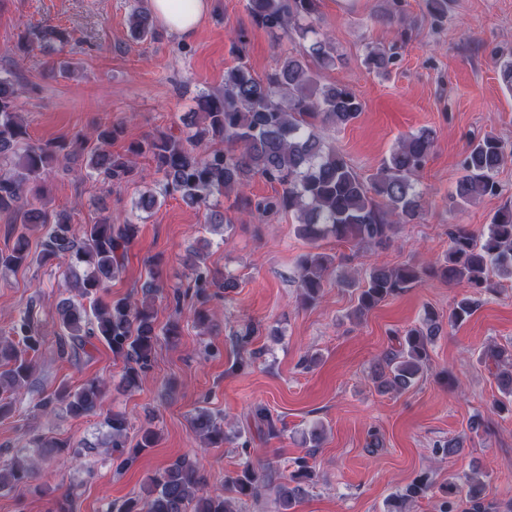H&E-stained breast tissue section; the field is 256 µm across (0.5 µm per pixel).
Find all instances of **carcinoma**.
Here are the masks:
<instances>
[{
  "mask_svg": "<svg viewBox=\"0 0 512 512\" xmlns=\"http://www.w3.org/2000/svg\"><path fill=\"white\" fill-rule=\"evenodd\" d=\"M246 10L255 26L286 37L295 34L299 48L282 54L276 66L261 77L239 62L225 71L224 88L201 93L199 111L186 135H147L131 143L124 153L110 149L124 134L121 122L97 128L90 138L33 142L18 110L17 86L0 77V214L22 216L13 228L14 248L0 252V269L66 261L67 278L56 306V353L61 359L76 360L93 340L106 342L112 355L123 362L121 381L127 389L138 387L152 366L160 337L178 338L179 318L172 317L162 328L157 324V301L165 298V287L160 261L153 257L147 260L149 277L141 287L143 299L108 297L112 281L125 267L139 225L131 218L114 224L111 216L103 215L95 223L75 229L67 212L48 208L40 187L53 162L85 152L91 173L114 186L144 178L136 162L144 156L158 179L140 194L134 209L149 212L164 199L178 198L190 208L205 211V223L214 228L231 223L217 210L215 197L221 195H235L232 207L245 210L259 222L282 213L293 215L297 233L311 245L299 261L300 301L305 306L318 301L333 272L332 257L319 251L321 240L333 238L357 252L387 246L394 241L399 225L414 223L426 209L416 177L434 148L431 130L400 139L367 177L323 139V127L351 123L360 117L363 104L349 85L322 81L323 71L335 66L339 57L333 38L316 26L318 0H247ZM128 24L135 41L155 35L154 17L144 0H137ZM71 40L67 30L44 26L21 36L16 48L23 53L37 47L62 50ZM393 59L394 54L372 48L365 65L384 73ZM510 157L512 144L497 136L488 134L471 143L461 161L455 201L473 205L499 195L496 176ZM255 176L276 185L274 195L255 202L245 196L243 187ZM33 234L38 235L34 254L29 251ZM448 236V252L424 269L411 263L396 267L375 263L360 277H345L342 286L355 295L352 315L362 318L429 273L450 284L464 283L472 290L448 312V325H459L474 313L478 305L475 295L494 292L500 279L512 280L511 202L493 214L486 229L475 233L460 226ZM186 262L194 271L193 285L173 289L175 313H180L181 299L189 297L199 304L196 314L203 324L207 320L204 307L217 295L215 289L227 295L237 288V281L212 269L200 251L189 252ZM442 330L440 316L428 309L420 326L396 334L397 345L380 358L382 391L401 392L424 378L430 367V346ZM255 333L251 323L235 333L236 347L246 353L238 362L240 370L252 364L248 345ZM9 335L13 339L0 340V419L13 412L16 395L30 382L44 344L30 308L19 312ZM479 361L495 368L500 392L490 402L489 411L512 413V344L485 346ZM105 387L104 380L91 379L77 391L61 388L40 400L45 414L101 418V440L91 446L33 433L28 446L17 449L7 467L0 468V489L29 482L43 457L65 454L76 461L95 446L105 449L120 470L141 451L153 447L156 432L150 426L143 429L134 447L127 446L128 419L121 412L103 409ZM253 420L259 431L277 436L267 408L256 407ZM191 428L203 447L224 442L222 420L206 411L197 413ZM241 451L245 458L242 468L224 478L222 495H201L206 479L195 461L182 456L148 478L147 496L114 503L107 512H241L247 502L265 497L273 498L277 512H292L298 494L313 480L308 460L311 453L295 459L294 470L284 480L271 465L261 471L255 467L249 442L242 443ZM435 489L428 474L420 473L388 501V512H405L406 503L425 498ZM436 490L439 512H500L486 500L485 484L479 479L450 477Z\"/></svg>",
  "mask_w": 512,
  "mask_h": 512,
  "instance_id": "cac0c4a2",
  "label": "carcinoma"
}]
</instances>
